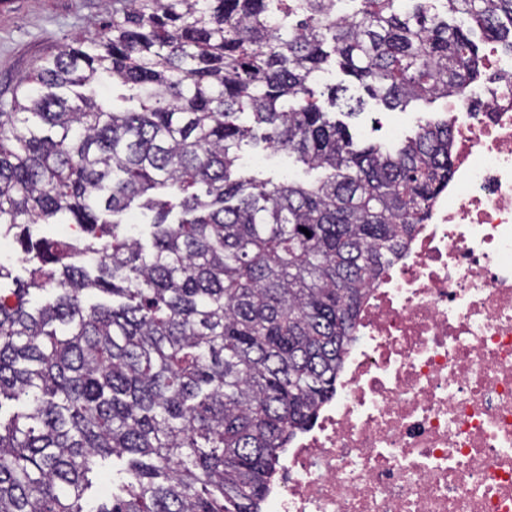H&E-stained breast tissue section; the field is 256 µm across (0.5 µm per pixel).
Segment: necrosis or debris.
<instances>
[{"instance_id":"necrosis-or-debris-1","label":"necrosis or debris","mask_w":512,"mask_h":512,"mask_svg":"<svg viewBox=\"0 0 512 512\" xmlns=\"http://www.w3.org/2000/svg\"><path fill=\"white\" fill-rule=\"evenodd\" d=\"M454 163L368 286L336 394L288 442L263 512H512V51Z\"/></svg>"}]
</instances>
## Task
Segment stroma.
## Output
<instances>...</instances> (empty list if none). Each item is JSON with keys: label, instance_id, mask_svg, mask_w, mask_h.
<instances>
[{"label": "stroma", "instance_id": "1", "mask_svg": "<svg viewBox=\"0 0 512 512\" xmlns=\"http://www.w3.org/2000/svg\"><path fill=\"white\" fill-rule=\"evenodd\" d=\"M112 15L107 0H0V100L23 94L25 80L43 57L62 49L74 39L94 34ZM444 116L443 100L390 111L380 102L365 99L359 115L348 124L357 143L396 145L414 136L424 120ZM241 166L260 179H291L309 183L317 172L287 153L244 146Z\"/></svg>", "mask_w": 512, "mask_h": 512}]
</instances>
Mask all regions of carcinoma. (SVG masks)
Instances as JSON below:
<instances>
[{"label": "carcinoma", "instance_id": "1", "mask_svg": "<svg viewBox=\"0 0 512 512\" xmlns=\"http://www.w3.org/2000/svg\"><path fill=\"white\" fill-rule=\"evenodd\" d=\"M336 2L113 0L0 109V229L29 263L22 280L0 261V410L17 406L0 415V512H260L279 452L335 390L367 286L452 166L444 121L356 147L338 97L318 102L324 65L403 111L481 78L474 30L512 49V0ZM274 14L299 20L277 33ZM246 112L330 174L236 172ZM135 206L154 212L148 248L116 220ZM38 224L87 238L35 239Z\"/></svg>", "mask_w": 512, "mask_h": 512}]
</instances>
